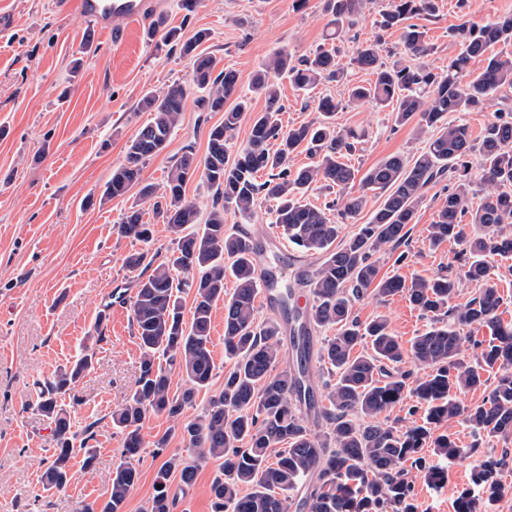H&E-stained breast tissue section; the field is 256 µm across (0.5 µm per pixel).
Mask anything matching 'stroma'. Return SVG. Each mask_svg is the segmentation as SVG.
I'll return each mask as SVG.
<instances>
[{
  "mask_svg": "<svg viewBox=\"0 0 512 512\" xmlns=\"http://www.w3.org/2000/svg\"><path fill=\"white\" fill-rule=\"evenodd\" d=\"M386 0H373L357 23L335 41L341 61L358 42L382 37L387 46L400 41L398 31L376 25ZM512 16V0H436V13L423 20L434 52L429 64L444 68L460 47L450 35L464 21L480 25ZM151 19L184 25L186 33L208 30L205 52L223 69L234 70L248 86L259 65L277 51L301 58L325 42L329 0H151ZM112 36L98 37L88 21L71 12L58 15L53 0H0V512H81L84 504L105 500L112 471L122 452V437L112 415L125 404L140 373V350L128 305H114V290L133 289L138 272L125 257L138 250L117 226L134 196L107 199L103 192L126 148L151 115L137 109L140 97L175 80L188 79L189 60L167 51L146 26L118 18ZM82 68L71 74L70 63ZM281 118L297 125L316 118L314 102L341 98L343 85L326 83L303 94L287 77H278ZM199 93L187 100L181 124L167 148L143 168L144 181L162 184L186 144L204 155L209 129L223 115L204 111ZM339 126L360 136L352 158L368 168L384 157L422 150L427 135L413 125H395L389 109L348 107L336 114ZM447 194L445 183L430 186L408 238L398 248L376 256L380 276L430 279L461 273L462 251L456 241L428 246V228ZM106 314L105 338L91 343L99 314ZM360 320L387 316L403 344H411L428 321L401 295H366L354 306ZM215 377L201 391L184 419L207 407L224 386L230 367L224 358V306L212 312ZM92 346V368L78 382L65 407L74 432L92 426L96 449L92 465L82 455L71 461L66 487L45 491L43 473L56 446L54 423L38 409L40 382L70 365ZM477 456L512 451V435H473L449 420L438 427ZM139 480L123 512H147L161 466L192 452L174 421L149 415L143 425ZM163 451H156L157 441ZM472 459L451 464L442 487L430 486L414 473L418 512H455L458 490L469 482ZM221 462L199 465L192 485H182L171 471L168 485L176 498L173 512H212L211 484Z\"/></svg>",
  "mask_w": 512,
  "mask_h": 512,
  "instance_id": "stroma-1",
  "label": "stroma"
}]
</instances>
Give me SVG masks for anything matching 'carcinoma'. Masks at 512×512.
Wrapping results in <instances>:
<instances>
[{
	"instance_id": "obj_1",
	"label": "carcinoma",
	"mask_w": 512,
	"mask_h": 512,
	"mask_svg": "<svg viewBox=\"0 0 512 512\" xmlns=\"http://www.w3.org/2000/svg\"><path fill=\"white\" fill-rule=\"evenodd\" d=\"M371 2L332 0L328 26L333 35L350 30ZM435 11V0H389L376 24L382 31H400V49H387L380 37L365 40L356 45L347 66L332 47H320L297 61L278 51L241 91L235 71L217 69L216 59L198 50L206 32L185 38L178 29L164 31L163 40L172 51L190 60L189 78L143 95L140 109L154 113L153 120L130 142L104 195L122 198L137 190L136 202L122 219L121 234L150 241L152 229L143 209L148 205L167 224L172 247L161 259L147 249L125 258L127 268L147 273L137 281L130 300L141 350L140 375L124 407L112 414L123 450L109 496L97 508L84 506L83 512H122L139 480L142 427L150 413L179 421V431L196 458L191 463L172 458L158 472L159 488L148 512H173L176 501L168 486L172 469H178L182 483L189 486L199 462L210 458L223 460L211 485L213 512H288V492L302 481L300 512H417L406 464H414L436 487L447 479L448 464L473 453L451 436L435 434L437 426L460 417L475 434L512 432V322L502 319L501 299L485 262L488 256L512 252V113L487 125L477 141L466 125L448 120L450 112L484 110L502 86H512V58L489 52L496 44H512V16L452 28L450 35L461 50L438 71L426 63L433 47L425 31L411 22L432 17ZM481 56L486 65L472 77L469 62ZM350 66L369 71L373 80L347 86L344 101L319 99L316 119L283 126L279 87L272 76L286 74L297 89L309 90L322 82L341 81ZM195 88L207 91L204 110L224 113L223 121L209 131L205 156L196 158L189 144L162 186L142 183L144 165L167 147ZM231 96L235 104L226 109ZM255 97L264 98L266 107L253 117L246 143L237 147L234 131ZM345 105L389 107L397 124L413 121L418 132L434 134L421 152L389 155L362 172L350 160L359 137L336 125V112ZM300 147L310 163L295 169L292 155ZM474 154L483 170L476 207L471 205L470 188L469 157ZM198 173L213 193L202 221L185 195ZM445 176L455 187L430 225L428 242L431 248L448 240L463 242V274L409 282L399 276L379 277L375 256L404 242L426 189ZM318 187L338 188L339 198L322 207L303 202ZM369 191L380 194L382 203L367 223L336 244L340 225L330 218L331 211L341 199V217L356 219ZM260 201L269 203V223L290 243L320 256V262L300 272L292 285L280 289L272 277L265 282L278 289L279 303L291 321L292 367L277 373L282 331L278 321L257 316L256 297L263 282L254 258L256 244L245 229H229L224 221L230 207L251 218ZM229 277L234 283L230 293L224 288ZM466 283L476 285L475 296L463 304L454 302ZM296 286L309 289L312 296L303 311L290 307ZM369 290L383 298L404 295L430 325L405 347L386 317L362 322L354 316L355 303ZM187 291L193 301L186 319L181 294ZM220 300L224 354L233 363L224 373L219 395L200 415L183 421L184 410L194 406L197 394L214 378L212 311ZM481 328L490 334L485 343L473 337L472 330ZM321 330L334 334L316 349L312 334ZM367 341L371 352L355 353ZM472 345L481 349L474 364L463 356ZM93 358L92 352L84 354L40 389L39 409L54 421L58 439L46 473L50 489L69 482L75 452L83 453L88 466L95 457L90 445L93 425L81 436L71 432L67 410L58 403L91 368ZM408 359L411 368L400 369ZM315 363L336 374L324 385L325 404L316 401L310 379ZM174 369L189 383L178 395L171 394ZM491 371L495 385L482 403L468 406L457 399L459 391L487 386L484 373ZM408 396L415 398L409 412L423 410L422 423L399 430L376 421ZM303 407L313 413L315 427L303 420ZM280 444L284 448L270 460L271 449ZM506 465V457L494 454L475 463L468 485L456 498L455 512H492L501 496L497 476ZM244 487L249 488L246 494L241 492Z\"/></svg>"
}]
</instances>
